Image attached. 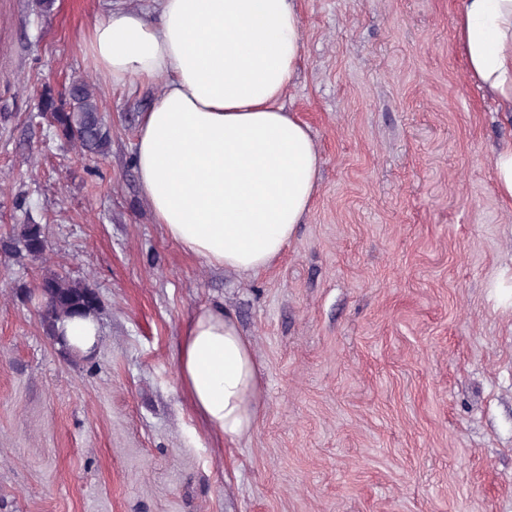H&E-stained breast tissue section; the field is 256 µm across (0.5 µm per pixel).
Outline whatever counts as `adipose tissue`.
Masks as SVG:
<instances>
[{
  "label": "adipose tissue",
  "instance_id": "adipose-tissue-1",
  "mask_svg": "<svg viewBox=\"0 0 512 512\" xmlns=\"http://www.w3.org/2000/svg\"><path fill=\"white\" fill-rule=\"evenodd\" d=\"M455 35L469 78L512 112V0H462ZM302 38L298 0H155L146 12L117 5L86 33L104 79H164L137 132L141 192L168 237L213 264L268 268L310 210L319 153L281 105ZM176 358L214 429L233 441L253 428L261 381L232 313L197 311Z\"/></svg>",
  "mask_w": 512,
  "mask_h": 512
}]
</instances>
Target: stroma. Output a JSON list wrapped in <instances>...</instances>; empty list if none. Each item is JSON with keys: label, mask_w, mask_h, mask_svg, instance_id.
Returning <instances> with one entry per match:
<instances>
[{"label": "stroma", "mask_w": 512, "mask_h": 512, "mask_svg": "<svg viewBox=\"0 0 512 512\" xmlns=\"http://www.w3.org/2000/svg\"><path fill=\"white\" fill-rule=\"evenodd\" d=\"M461 0H299L285 95L321 159L311 210L245 275L168 238L140 192L139 120L161 83L112 85L84 35L110 0H0V512H512V206L494 184L512 112L471 82ZM92 80L112 129L88 160L39 117L43 86ZM51 271L89 281L92 357L45 336L21 297ZM231 311L263 393L229 441L175 360L201 308ZM47 236L46 224L35 222L20 224L11 234L0 237V255L14 259L38 257L46 249Z\"/></svg>", "instance_id": "1"}]
</instances>
